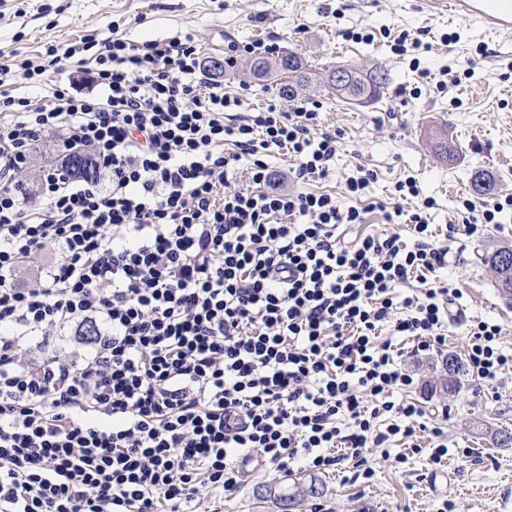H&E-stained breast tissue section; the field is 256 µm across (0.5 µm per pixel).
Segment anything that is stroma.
<instances>
[{"label": "stroma", "instance_id": "1", "mask_svg": "<svg viewBox=\"0 0 512 512\" xmlns=\"http://www.w3.org/2000/svg\"><path fill=\"white\" fill-rule=\"evenodd\" d=\"M116 31L133 42L161 44L189 34L207 61L223 60L227 42L261 41L297 53L312 75L305 96L320 103L322 125L340 133L333 171L309 179L306 190L364 210L360 232L397 233L405 241L406 224L386 223L385 210L408 211L420 198H433L429 222L438 245L449 250L438 275L458 289L463 310L462 319L445 324L446 342L436 350L419 354L414 338L395 339L396 362L414 385L394 390L392 398L421 402L424 423L442 427L448 448L442 464L432 463L434 442L421 431L393 443L388 454L371 451L372 476L353 483L340 469L315 472L299 463L280 470L255 461L237 491L220 501L203 498L200 512H279L265 490L280 492L298 477L316 479L324 492L301 499L290 512H512V447L493 441L495 432L512 434V374L483 387L464 370L459 392L442 388L447 355L467 350L470 320L499 324L498 345L512 354V301L482 260L492 248L512 246V209L481 237L462 229L474 180L491 184V199L512 194V37L474 31L434 0H0V56L9 59L36 61L47 46L64 49L86 34L101 41ZM339 65L363 75L387 73L382 98L361 106L326 91L325 76ZM67 76L51 68L41 86L31 87L12 71L0 75V91L48 104L56 81ZM214 77L229 93L249 83L242 93L249 112L264 108L279 90L276 80L253 81L243 60ZM441 126L458 149L455 160L443 158L437 146L434 130ZM362 168L373 174L366 194L345 195V178ZM409 176L419 197L397 190ZM452 224L459 228L453 235ZM399 456L404 464H396Z\"/></svg>", "mask_w": 512, "mask_h": 512}]
</instances>
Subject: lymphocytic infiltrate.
<instances>
[{
    "instance_id": "obj_1",
    "label": "lymphocytic infiltrate",
    "mask_w": 512,
    "mask_h": 512,
    "mask_svg": "<svg viewBox=\"0 0 512 512\" xmlns=\"http://www.w3.org/2000/svg\"><path fill=\"white\" fill-rule=\"evenodd\" d=\"M45 55L20 65L30 86L76 64L89 87L59 83L49 105L0 93V512H197L200 492L236 491L253 456L355 470L413 438L422 406L388 398L413 384L394 339L443 345L458 297L435 277L448 251L432 241L434 200L386 213L412 242L341 240L362 211L299 189L328 175L338 143L308 100L243 112L188 34ZM54 132L61 157L91 149L108 179L49 166L33 208L18 177ZM283 149L288 189L269 163ZM49 245L55 262L20 287ZM414 278L420 295L401 296ZM500 332L469 326L479 384L512 373ZM56 257L55 251L48 247L26 261L20 268L18 279L22 284H29L39 269L48 266Z\"/></svg>"
}]
</instances>
